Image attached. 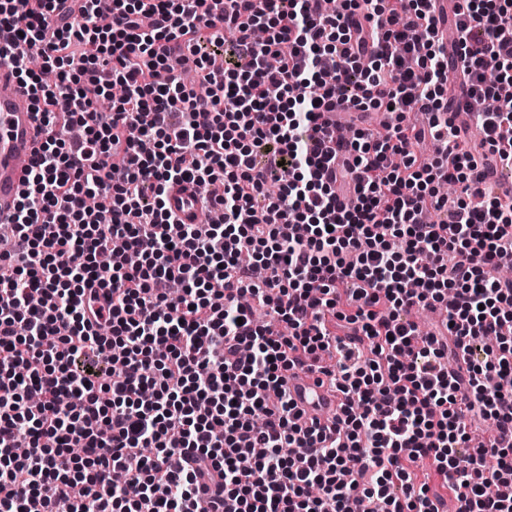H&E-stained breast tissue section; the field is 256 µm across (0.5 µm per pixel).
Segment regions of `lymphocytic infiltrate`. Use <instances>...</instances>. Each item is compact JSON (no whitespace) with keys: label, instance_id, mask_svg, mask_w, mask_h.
<instances>
[{"label":"lymphocytic infiltrate","instance_id":"1","mask_svg":"<svg viewBox=\"0 0 512 512\" xmlns=\"http://www.w3.org/2000/svg\"><path fill=\"white\" fill-rule=\"evenodd\" d=\"M209 2L0 0V59L56 75L17 74L46 140L0 256V512H512V197L474 191L512 171V0H457L453 54L431 0ZM174 181L221 222L178 223ZM296 367L344 395L331 429ZM288 394L304 411V422L317 419L321 425L334 418L343 401L338 393L328 392L326 386L320 385L318 375L300 369L288 373Z\"/></svg>","mask_w":512,"mask_h":512}]
</instances>
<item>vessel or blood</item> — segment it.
Segmentation results:
<instances>
[{
	"label": "vessel or blood",
	"instance_id": "vessel-or-blood-1",
	"mask_svg": "<svg viewBox=\"0 0 512 512\" xmlns=\"http://www.w3.org/2000/svg\"><path fill=\"white\" fill-rule=\"evenodd\" d=\"M44 137L35 118V102L17 81V68L0 66V223L13 216L27 180L30 160L41 150ZM198 187L191 182L170 184L167 208L183 224H198L202 211L195 201ZM288 393L303 410L304 422L327 423L340 409L338 393L321 386L316 374L295 370L288 375Z\"/></svg>",
	"mask_w": 512,
	"mask_h": 512
}]
</instances>
